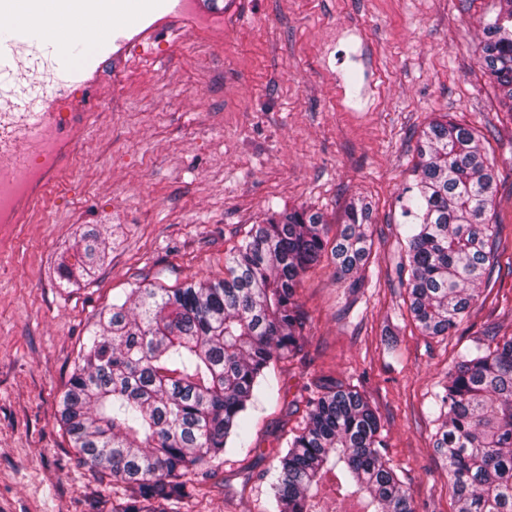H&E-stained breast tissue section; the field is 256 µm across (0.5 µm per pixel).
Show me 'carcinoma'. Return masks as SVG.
I'll use <instances>...</instances> for the list:
<instances>
[{
  "label": "carcinoma",
  "mask_w": 512,
  "mask_h": 512,
  "mask_svg": "<svg viewBox=\"0 0 512 512\" xmlns=\"http://www.w3.org/2000/svg\"><path fill=\"white\" fill-rule=\"evenodd\" d=\"M477 61L512 112V0L484 26ZM404 237L409 310L430 336L455 330L496 259L494 162L479 135L432 120L418 145ZM370 208H353L334 238L324 215L274 211L224 258V278L179 288L140 283L102 308L58 402V422L79 459L112 477L110 512H172L202 501L210 461L248 433L254 391L305 327L297 288L327 258L353 287L371 257ZM107 245L92 230L60 258L69 284L90 276ZM434 452L448 464L458 512H512V337L474 343L448 371ZM380 422L356 390L309 402L271 484L279 512H317L329 482L371 512H415L380 452Z\"/></svg>",
  "instance_id": "obj_1"
}]
</instances>
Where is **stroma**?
Wrapping results in <instances>:
<instances>
[{
	"mask_svg": "<svg viewBox=\"0 0 512 512\" xmlns=\"http://www.w3.org/2000/svg\"><path fill=\"white\" fill-rule=\"evenodd\" d=\"M224 38L182 29L110 61L112 110L28 223L0 224V512H88L112 494L79 466L59 398L95 315L140 282L219 278L272 211H371L361 285L333 266L297 290L304 346L260 390L242 443L214 459L208 502L180 512H274L272 470L327 387L358 390L416 512H457L433 450L435 395L474 340L512 336V113L476 50L500 0H219ZM448 117L495 160L498 262L468 318L428 336L409 311L404 229L419 136ZM111 242L94 279L60 287L83 230Z\"/></svg>",
	"mask_w": 512,
	"mask_h": 512,
	"instance_id": "1",
	"label": "stroma"
}]
</instances>
